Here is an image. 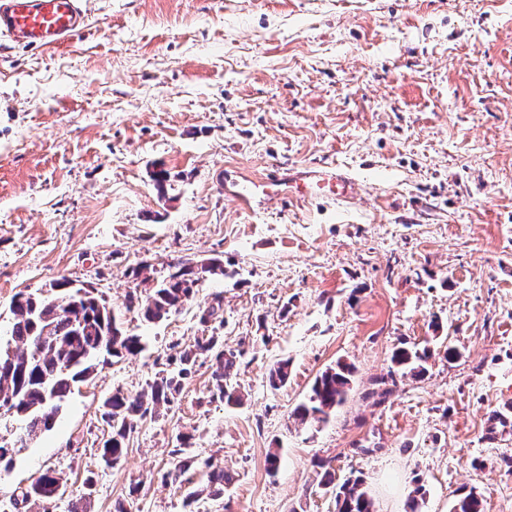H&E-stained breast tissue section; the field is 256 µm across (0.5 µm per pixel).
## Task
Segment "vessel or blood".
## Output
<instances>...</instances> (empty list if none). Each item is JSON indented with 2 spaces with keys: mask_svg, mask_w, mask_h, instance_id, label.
Here are the masks:
<instances>
[{
  "mask_svg": "<svg viewBox=\"0 0 512 512\" xmlns=\"http://www.w3.org/2000/svg\"><path fill=\"white\" fill-rule=\"evenodd\" d=\"M85 24L84 0H0V38L14 43L62 46L79 37ZM218 181L225 197L248 212L264 211L273 201L294 195L349 200L358 192L355 179L336 166L281 167L270 179L248 178L228 167Z\"/></svg>",
  "mask_w": 512,
  "mask_h": 512,
  "instance_id": "b4317fda",
  "label": "vessel or blood"
}]
</instances>
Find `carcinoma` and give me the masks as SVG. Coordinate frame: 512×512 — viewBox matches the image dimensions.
<instances>
[{
	"mask_svg": "<svg viewBox=\"0 0 512 512\" xmlns=\"http://www.w3.org/2000/svg\"><path fill=\"white\" fill-rule=\"evenodd\" d=\"M225 275L224 263L218 258L209 260V270L201 271L190 261L178 264L168 278L158 282L141 307V315L148 322H160L191 300L200 284L208 277ZM13 323L7 339H0V402L4 412L22 423L26 438L49 429L67 401L73 388L90 379L99 365L102 353L116 358L136 357L145 346L142 338L123 328L120 317L109 302L95 289L73 288L62 277L50 293H32L20 290L11 301ZM215 364L212 373V398L237 404L240 396L231 384V372L237 355L225 352L218 336H203L194 348L184 349L169 363L177 370L163 374L151 384L150 399L139 394L131 396L121 391L112 394L102 404V419L112 433L102 448V461L113 466L125 454L126 441L134 423L151 409L170 405L181 391V380L190 372L201 356ZM392 363L413 376L425 373L426 355L407 347L397 348ZM353 370L339 363L318 376L307 401L293 411L295 420L302 424L325 423L336 407L343 405L350 390ZM289 379V361L282 360L270 368L269 383L274 389L284 386ZM209 468L207 479L211 492L224 491V482L230 480L224 467L205 462ZM63 481L61 475L46 471L21 491V503L42 506L58 497L56 488ZM337 512H376L373 499L362 488L360 478L347 479L335 490ZM453 512H483L477 495L470 493L460 499Z\"/></svg>",
	"mask_w": 512,
	"mask_h": 512,
	"instance_id": "carcinoma-1",
	"label": "carcinoma"
}]
</instances>
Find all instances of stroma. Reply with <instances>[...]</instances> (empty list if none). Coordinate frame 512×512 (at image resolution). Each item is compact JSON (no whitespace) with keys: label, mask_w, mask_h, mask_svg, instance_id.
I'll list each match as a JSON object with an SVG mask.
<instances>
[{"label":"stroma","mask_w":512,"mask_h":512,"mask_svg":"<svg viewBox=\"0 0 512 512\" xmlns=\"http://www.w3.org/2000/svg\"><path fill=\"white\" fill-rule=\"evenodd\" d=\"M87 9L68 46L0 41V335L17 291L64 277L103 294L145 349L99 366L26 441L0 474V512L48 470L67 481L49 512H69L88 478V512H337L328 471L362 479L377 512H451L470 493L512 512V0ZM327 164L356 177L355 199L252 214L216 181L227 167L262 178ZM213 257L225 275L167 320L126 311L178 261ZM217 294L224 320L202 325ZM213 333L237 355L242 402L210 399L199 358L105 466L103 401L147 392ZM446 340L455 361L438 352ZM399 347L433 355L424 377L387 388ZM339 362L355 368L346 403L326 424H294ZM177 448L197 461L178 478ZM207 459L231 475L217 496Z\"/></svg>","instance_id":"1"}]
</instances>
